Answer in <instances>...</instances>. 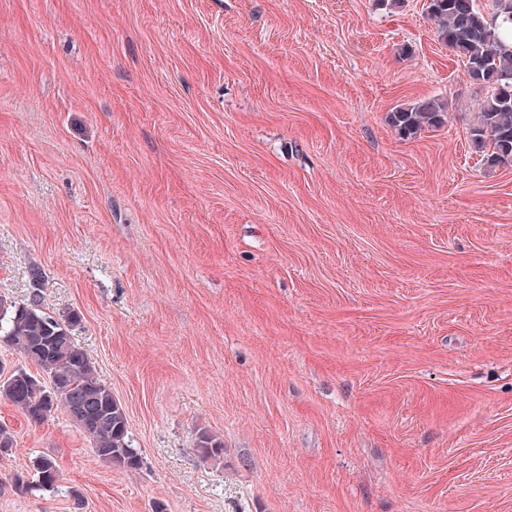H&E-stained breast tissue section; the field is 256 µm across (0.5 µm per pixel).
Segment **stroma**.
<instances>
[{
	"label": "stroma",
	"instance_id": "1",
	"mask_svg": "<svg viewBox=\"0 0 512 512\" xmlns=\"http://www.w3.org/2000/svg\"><path fill=\"white\" fill-rule=\"evenodd\" d=\"M428 3L0 0V297L145 461L0 399V512H512V167ZM447 117L444 103L436 97H425L412 104L395 107L388 112L387 121L403 138L414 139L426 130L445 125ZM37 483L30 487L35 490L54 489L59 480V469L56 461L51 457H42L37 461Z\"/></svg>",
	"mask_w": 512,
	"mask_h": 512
}]
</instances>
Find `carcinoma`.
<instances>
[{
    "label": "carcinoma",
    "instance_id": "obj_1",
    "mask_svg": "<svg viewBox=\"0 0 512 512\" xmlns=\"http://www.w3.org/2000/svg\"><path fill=\"white\" fill-rule=\"evenodd\" d=\"M494 12H482L478 0H429L428 14L439 38L467 68L482 90L478 120L470 129L471 141L490 167L512 166V0H494ZM387 121L406 139L447 121L444 103L436 97L398 106ZM77 315L59 319L45 312L35 291L23 304L0 298V337L29 362L42 369L50 385L24 368L0 379V398L10 402L27 420L40 423L42 413L64 411L76 429L92 443L95 454L114 467L136 471L144 461L129 439L128 419L112 391L99 379L85 352L75 344L68 324ZM205 458L224 455V443L206 432L196 439ZM35 490H50L59 480L51 457L37 461Z\"/></svg>",
    "mask_w": 512,
    "mask_h": 512
}]
</instances>
